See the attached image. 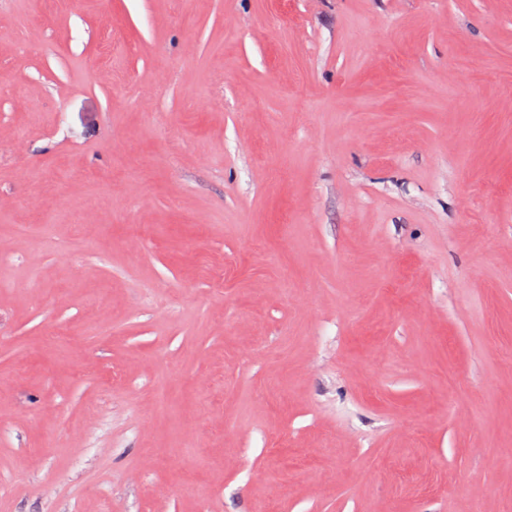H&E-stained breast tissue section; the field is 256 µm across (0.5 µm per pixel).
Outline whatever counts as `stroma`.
<instances>
[{"label": "stroma", "mask_w": 512, "mask_h": 512, "mask_svg": "<svg viewBox=\"0 0 512 512\" xmlns=\"http://www.w3.org/2000/svg\"><path fill=\"white\" fill-rule=\"evenodd\" d=\"M0 512H512V0H0Z\"/></svg>", "instance_id": "1"}]
</instances>
